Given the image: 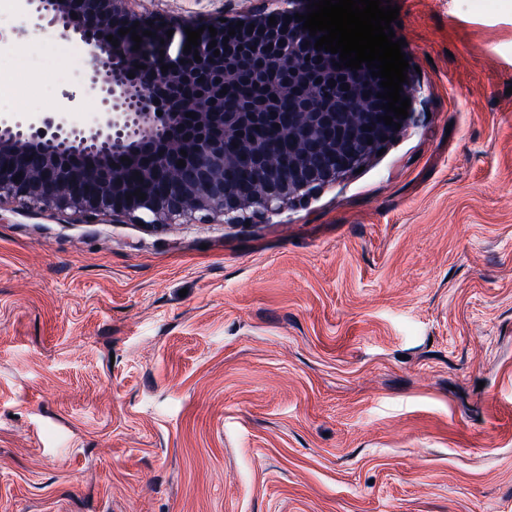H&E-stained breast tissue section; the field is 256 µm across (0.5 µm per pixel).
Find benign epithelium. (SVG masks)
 <instances>
[{"label":"benign epithelium","mask_w":512,"mask_h":512,"mask_svg":"<svg viewBox=\"0 0 512 512\" xmlns=\"http://www.w3.org/2000/svg\"><path fill=\"white\" fill-rule=\"evenodd\" d=\"M25 2L49 16L60 37L80 35L103 110L87 130L68 127L59 114L24 130L1 122L0 205L85 218L122 214L140 224H174L196 214L232 223L248 209L275 214L336 183L397 133L395 123L406 124L380 120L393 115L377 97L381 78L365 63L358 70L336 67L339 55L315 49L322 33L309 35L294 10L283 24H269L264 13L240 27L212 21L217 35L204 29L186 53L184 27L148 21L127 8L128 0ZM131 26L142 37L138 50L118 34ZM164 65L170 69L161 71ZM339 85L349 94L336 96ZM189 112L195 113L190 123ZM51 127L56 132L48 136Z\"/></svg>","instance_id":"obj_1"}]
</instances>
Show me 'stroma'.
<instances>
[{"instance_id": "35a3bbf8", "label": "stroma", "mask_w": 512, "mask_h": 512, "mask_svg": "<svg viewBox=\"0 0 512 512\" xmlns=\"http://www.w3.org/2000/svg\"><path fill=\"white\" fill-rule=\"evenodd\" d=\"M394 2L364 170L238 224L0 207V512H512V0ZM85 63L0 0V121L94 126Z\"/></svg>"}]
</instances>
